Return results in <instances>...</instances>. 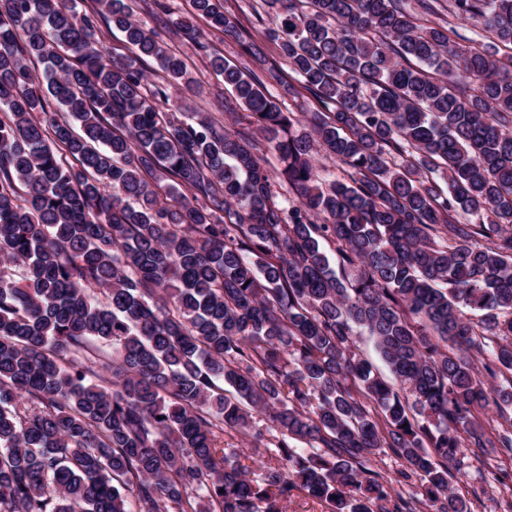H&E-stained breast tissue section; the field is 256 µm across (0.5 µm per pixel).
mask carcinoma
Wrapping results in <instances>:
<instances>
[{"label":"carcinoma","instance_id":"obj_1","mask_svg":"<svg viewBox=\"0 0 512 512\" xmlns=\"http://www.w3.org/2000/svg\"><path fill=\"white\" fill-rule=\"evenodd\" d=\"M132 2L0 0V512H475L465 449L512 457V0H143L235 39V134ZM259 417L253 479L221 443Z\"/></svg>","mask_w":512,"mask_h":512}]
</instances>
